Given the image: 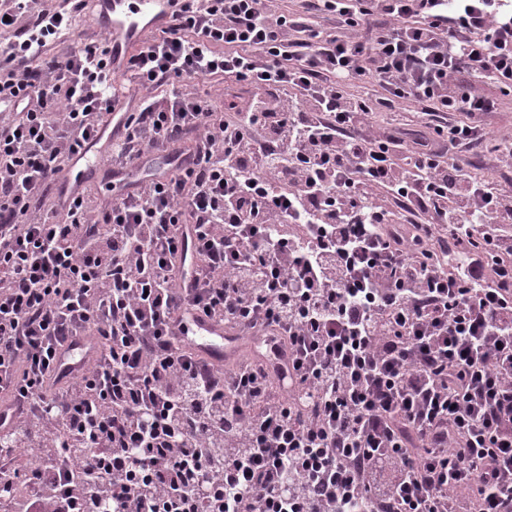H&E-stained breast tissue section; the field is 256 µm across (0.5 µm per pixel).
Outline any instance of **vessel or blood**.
<instances>
[{
    "mask_svg": "<svg viewBox=\"0 0 512 512\" xmlns=\"http://www.w3.org/2000/svg\"><path fill=\"white\" fill-rule=\"evenodd\" d=\"M87 6L89 19L111 35V67L118 72L130 54L140 47L144 34L163 26L177 4L175 0H88ZM122 120L120 113H109L100 135L73 155L58 175L56 196L60 204H68L83 190L90 176L102 170L104 159L112 152L113 141L120 135ZM173 330L184 343L217 364L238 351V339L230 330L190 310L179 313ZM92 353L89 340L66 344L62 352L63 371L81 366Z\"/></svg>",
    "mask_w": 512,
    "mask_h": 512,
    "instance_id": "obj_1",
    "label": "vessel or blood"
}]
</instances>
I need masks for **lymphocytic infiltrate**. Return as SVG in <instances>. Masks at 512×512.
Returning a JSON list of instances; mask_svg holds the SVG:
<instances>
[{
    "mask_svg": "<svg viewBox=\"0 0 512 512\" xmlns=\"http://www.w3.org/2000/svg\"><path fill=\"white\" fill-rule=\"evenodd\" d=\"M82 7L0 0V512H512V132L485 127L512 0H180L127 60L112 167L192 150L62 208L114 100L107 44H69ZM183 307L280 337L287 395L179 343ZM200 90L205 91L221 104L224 97L231 101H243L249 94V88L240 83H225L224 78H214L200 83ZM93 353V348L88 339L77 340L74 343H68L62 352V371H69L81 366L89 359Z\"/></svg>",
    "mask_w": 512,
    "mask_h": 512,
    "instance_id": "obj_1",
    "label": "lymphocytic infiltrate"
}]
</instances>
